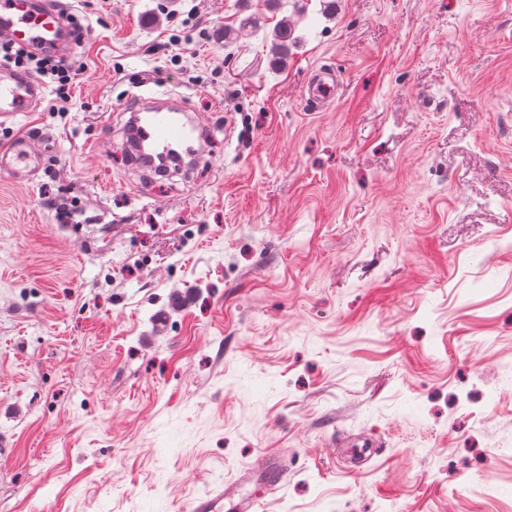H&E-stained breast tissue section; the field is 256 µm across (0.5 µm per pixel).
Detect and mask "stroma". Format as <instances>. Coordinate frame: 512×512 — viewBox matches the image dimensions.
I'll list each match as a JSON object with an SVG mask.
<instances>
[{
    "label": "stroma",
    "mask_w": 512,
    "mask_h": 512,
    "mask_svg": "<svg viewBox=\"0 0 512 512\" xmlns=\"http://www.w3.org/2000/svg\"><path fill=\"white\" fill-rule=\"evenodd\" d=\"M63 3L86 70L0 119L51 135L0 178V512H176L269 451L260 512H512V0ZM153 99L211 137L176 185L128 158ZM338 77L333 69H314L309 73L307 79L310 100L318 104L330 97L336 91Z\"/></svg>",
    "instance_id": "1"
}]
</instances>
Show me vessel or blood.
Instances as JSON below:
<instances>
[{
	"label": "vessel or blood",
	"instance_id": "vessel-or-blood-1",
	"mask_svg": "<svg viewBox=\"0 0 512 512\" xmlns=\"http://www.w3.org/2000/svg\"><path fill=\"white\" fill-rule=\"evenodd\" d=\"M30 47L38 53L67 58L78 41L79 33L68 25L59 0H0V41ZM335 70L315 69L307 79L312 102L330 98L336 91ZM45 97L43 83L34 76L0 65V117L34 111ZM137 135L155 153L169 155L175 146L188 139L186 128L176 122L169 110L152 109L147 122L140 124ZM45 154L34 140L18 137L0 149V176L21 182L30 179L42 167ZM286 477L279 457L263 456L253 467L254 489L241 493L238 483L225 485L220 497L185 501L179 512H260L265 496L275 493Z\"/></svg>",
	"mask_w": 512,
	"mask_h": 512
}]
</instances>
